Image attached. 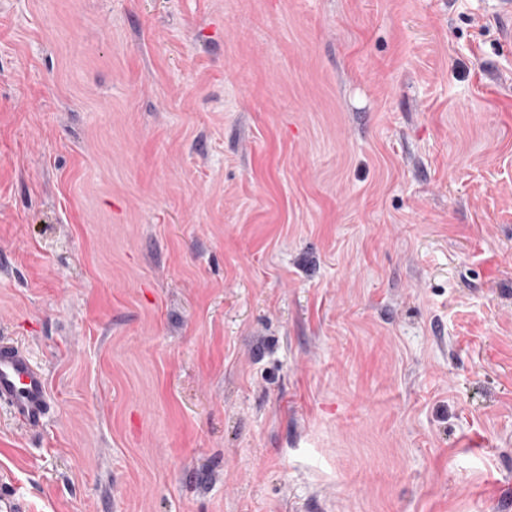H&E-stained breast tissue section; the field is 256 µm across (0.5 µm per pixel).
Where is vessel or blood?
Instances as JSON below:
<instances>
[{"label":"vessel or blood","instance_id":"obj_1","mask_svg":"<svg viewBox=\"0 0 512 512\" xmlns=\"http://www.w3.org/2000/svg\"><path fill=\"white\" fill-rule=\"evenodd\" d=\"M0 411L29 430L40 429L51 413L47 377L27 351L0 340Z\"/></svg>","mask_w":512,"mask_h":512}]
</instances>
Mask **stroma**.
<instances>
[{
  "label": "stroma",
  "mask_w": 512,
  "mask_h": 512,
  "mask_svg": "<svg viewBox=\"0 0 512 512\" xmlns=\"http://www.w3.org/2000/svg\"><path fill=\"white\" fill-rule=\"evenodd\" d=\"M495 0H0L24 512H512ZM0 411L31 431L51 413L47 377L27 351L0 340Z\"/></svg>",
  "instance_id": "obj_1"
}]
</instances>
